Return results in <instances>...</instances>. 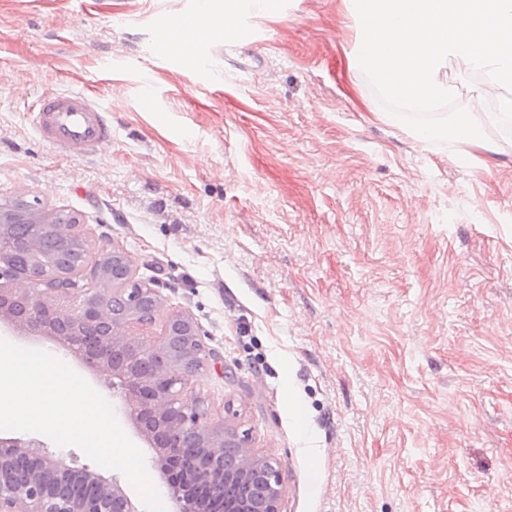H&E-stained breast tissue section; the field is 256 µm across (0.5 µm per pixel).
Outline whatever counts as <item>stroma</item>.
Segmentation results:
<instances>
[{"label":"stroma","mask_w":512,"mask_h":512,"mask_svg":"<svg viewBox=\"0 0 512 512\" xmlns=\"http://www.w3.org/2000/svg\"><path fill=\"white\" fill-rule=\"evenodd\" d=\"M195 8L0 0V202L75 212L194 319L195 391L276 460L281 512H512V138L465 165L374 115L341 0H284L187 73L157 36ZM448 81L482 119L494 94ZM71 89L111 115L90 157L28 119Z\"/></svg>","instance_id":"stroma-1"}]
</instances>
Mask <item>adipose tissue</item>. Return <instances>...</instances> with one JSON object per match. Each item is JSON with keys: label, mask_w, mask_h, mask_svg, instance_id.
Instances as JSON below:
<instances>
[{"label": "adipose tissue", "mask_w": 512, "mask_h": 512, "mask_svg": "<svg viewBox=\"0 0 512 512\" xmlns=\"http://www.w3.org/2000/svg\"><path fill=\"white\" fill-rule=\"evenodd\" d=\"M279 3L280 0H197L192 18L176 17L164 25L160 43L179 52L186 72H195L201 65L195 45L219 42L241 33L254 14L276 12Z\"/></svg>", "instance_id": "1"}]
</instances>
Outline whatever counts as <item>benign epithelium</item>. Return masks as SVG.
Instances as JSON below:
<instances>
[{"label": "benign epithelium", "mask_w": 512, "mask_h": 512, "mask_svg": "<svg viewBox=\"0 0 512 512\" xmlns=\"http://www.w3.org/2000/svg\"><path fill=\"white\" fill-rule=\"evenodd\" d=\"M9 224L32 234L15 244ZM78 246L77 264L44 262V246ZM151 281L136 278L125 252L96 244L80 219L61 208L36 207L23 195L0 204V324L63 344L80 361L83 335L101 330L95 371L121 390L126 413L167 476L176 512H281L283 477L277 463L234 426L207 421L191 378L212 352L185 312L163 314ZM163 318L155 339L135 341ZM197 441L192 472L182 463V441ZM0 512H140L117 478L35 449L18 438L0 439Z\"/></svg>", "instance_id": "7a95c632"}]
</instances>
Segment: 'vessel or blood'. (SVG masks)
Segmentation results:
<instances>
[{"label":"vessel or blood","mask_w":512,"mask_h":512,"mask_svg":"<svg viewBox=\"0 0 512 512\" xmlns=\"http://www.w3.org/2000/svg\"><path fill=\"white\" fill-rule=\"evenodd\" d=\"M30 120L42 141L67 156L93 155L112 138L108 112L77 89L44 96Z\"/></svg>","instance_id":"1"}]
</instances>
